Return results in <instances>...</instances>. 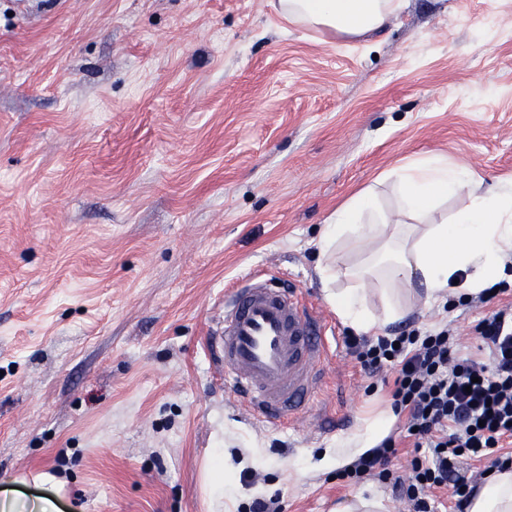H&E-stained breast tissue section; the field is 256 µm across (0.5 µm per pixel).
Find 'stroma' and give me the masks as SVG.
I'll return each instance as SVG.
<instances>
[{"instance_id":"stroma-1","label":"stroma","mask_w":512,"mask_h":512,"mask_svg":"<svg viewBox=\"0 0 512 512\" xmlns=\"http://www.w3.org/2000/svg\"><path fill=\"white\" fill-rule=\"evenodd\" d=\"M448 158L512 180V0H403L358 39L269 0H0V493L36 512H333L392 486L321 465L391 407L327 301L315 242L396 170ZM248 273L297 286L332 332L288 427L225 388L213 340ZM487 360L492 307L424 303Z\"/></svg>"}]
</instances>
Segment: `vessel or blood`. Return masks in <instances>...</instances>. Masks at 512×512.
Instances as JSON below:
<instances>
[{"label": "vessel or blood", "instance_id": "b4317fda", "mask_svg": "<svg viewBox=\"0 0 512 512\" xmlns=\"http://www.w3.org/2000/svg\"><path fill=\"white\" fill-rule=\"evenodd\" d=\"M224 357V383L244 394L258 419L295 418L322 377L323 328L294 291L245 276L224 302L215 340Z\"/></svg>", "mask_w": 512, "mask_h": 512}]
</instances>
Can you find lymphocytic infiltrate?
Masks as SVG:
<instances>
[{
    "label": "lymphocytic infiltrate",
    "instance_id": "obj_1",
    "mask_svg": "<svg viewBox=\"0 0 512 512\" xmlns=\"http://www.w3.org/2000/svg\"><path fill=\"white\" fill-rule=\"evenodd\" d=\"M477 331L490 352L489 362L461 356L446 328L373 340L346 337L365 376L375 377L387 368L395 371L394 412L403 416V428L411 432L415 446H427L431 457H414L408 473L391 477L388 464L397 448L389 437L346 468L344 478L375 474L393 479L415 512H434L429 497L437 489L449 490L456 508H464L472 488L460 460H486L500 469L512 466V454L502 451L503 440L512 439V307L484 317Z\"/></svg>",
    "mask_w": 512,
    "mask_h": 512
}]
</instances>
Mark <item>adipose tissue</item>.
I'll return each mask as SVG.
<instances>
[{
    "label": "adipose tissue",
    "instance_id": "obj_1",
    "mask_svg": "<svg viewBox=\"0 0 512 512\" xmlns=\"http://www.w3.org/2000/svg\"><path fill=\"white\" fill-rule=\"evenodd\" d=\"M273 7L289 25L357 38L384 28L399 4L397 0H275ZM398 179V212L404 223L392 224L390 213L379 205L373 189L367 188L337 208L318 240L320 254L327 256L341 245L373 237L378 228L390 230L375 252L373 265L353 272V285L333 288L340 269L328 264L316 268L337 315L364 334L407 314L392 288L381 291L383 316L371 312L365 291L375 270H385L404 287L438 300L449 294H476L503 279L505 257L512 253V189L501 185L482 188L466 179L463 167L439 157L403 169ZM463 191L469 197L463 209L450 220L429 223L440 201ZM389 426V416L383 411L364 419L352 436L338 440L333 465L377 446ZM465 512H512V468L493 471L470 497Z\"/></svg>",
    "mask_w": 512,
    "mask_h": 512
}]
</instances>
